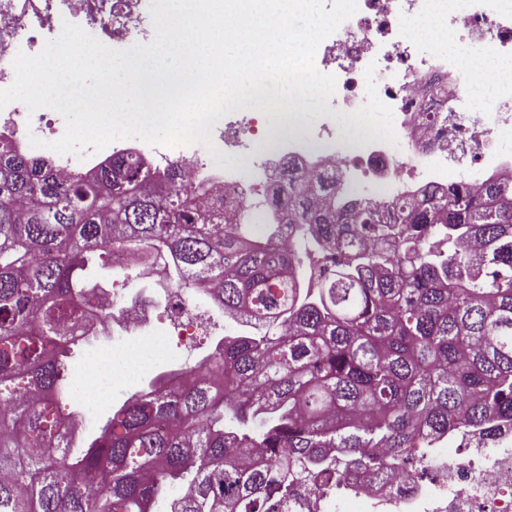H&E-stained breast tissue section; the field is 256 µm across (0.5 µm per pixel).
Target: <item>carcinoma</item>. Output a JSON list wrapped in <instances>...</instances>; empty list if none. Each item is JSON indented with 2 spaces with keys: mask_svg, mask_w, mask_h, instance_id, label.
Listing matches in <instances>:
<instances>
[{
  "mask_svg": "<svg viewBox=\"0 0 512 512\" xmlns=\"http://www.w3.org/2000/svg\"><path fill=\"white\" fill-rule=\"evenodd\" d=\"M147 177L118 154L64 182L0 142V512H290L308 475H397L439 438L512 425V181L401 203L397 236L290 169L270 199L294 246L257 213L219 226L176 169ZM315 245L327 274L281 276ZM146 264L250 329L80 435L75 357L112 342L82 302Z\"/></svg>",
  "mask_w": 512,
  "mask_h": 512,
  "instance_id": "cac0c4a2",
  "label": "carcinoma"
}]
</instances>
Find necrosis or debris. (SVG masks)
Masks as SVG:
<instances>
[{
	"label": "necrosis or debris",
	"instance_id": "obj_1",
	"mask_svg": "<svg viewBox=\"0 0 512 512\" xmlns=\"http://www.w3.org/2000/svg\"><path fill=\"white\" fill-rule=\"evenodd\" d=\"M149 5L150 0H0V89L15 80L17 53L38 54L62 19L115 49L150 42ZM357 6L315 52L317 70L334 75L336 89L304 135H277L269 113L249 108L222 117L208 149L119 139L80 157L48 150L66 130L60 113L32 112L14 101L0 109V140L23 153L51 156L65 177L107 165L120 153L140 158L156 182L182 166L200 203L223 199L224 225L244 223L248 204L268 212L267 189L289 165L317 181L336 179L346 189L336 199L339 209L367 207L388 222L395 220L397 204L424 202L445 192L449 180L472 185L512 176V151L500 145L512 135V69H482L481 80L492 95L476 105L471 85L461 80L465 59L420 50L403 32L404 26L436 19L468 42L475 56L512 62V5L507 0H357ZM339 113L356 128L355 136H338ZM381 113L389 118L383 128L375 121ZM34 137L42 140L41 148H32ZM218 151L241 155L244 162H217ZM150 310L146 302L118 311V337L92 353L89 383L74 387L78 407L99 406L93 381L103 360H111L117 385L144 351L165 355L166 336L142 331ZM134 330L140 338L128 340ZM335 488L336 495L316 499L317 512H512V432L473 447L446 439L431 449L418 474L372 486L355 470Z\"/></svg>",
	"mask_w": 512,
	"mask_h": 512
}]
</instances>
